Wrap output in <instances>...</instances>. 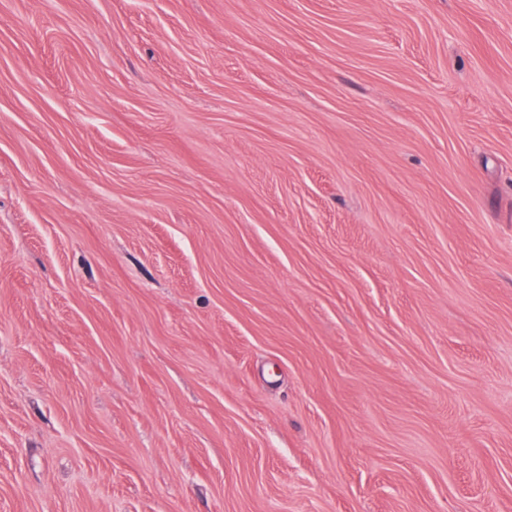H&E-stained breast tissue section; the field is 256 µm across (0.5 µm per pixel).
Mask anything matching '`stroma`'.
Returning <instances> with one entry per match:
<instances>
[{
	"instance_id": "1",
	"label": "stroma",
	"mask_w": 512,
	"mask_h": 512,
	"mask_svg": "<svg viewBox=\"0 0 512 512\" xmlns=\"http://www.w3.org/2000/svg\"><path fill=\"white\" fill-rule=\"evenodd\" d=\"M0 512H512V0H0Z\"/></svg>"
}]
</instances>
